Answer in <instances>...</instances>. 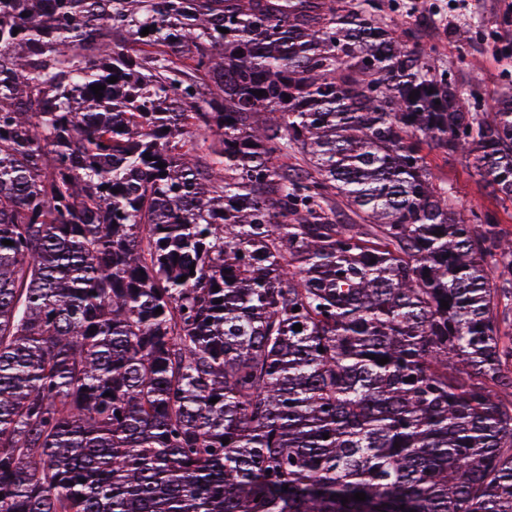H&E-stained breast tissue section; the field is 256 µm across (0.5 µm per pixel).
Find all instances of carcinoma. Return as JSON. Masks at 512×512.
Wrapping results in <instances>:
<instances>
[{"label": "carcinoma", "instance_id": "carcinoma-1", "mask_svg": "<svg viewBox=\"0 0 512 512\" xmlns=\"http://www.w3.org/2000/svg\"><path fill=\"white\" fill-rule=\"evenodd\" d=\"M483 99L380 0H0V512H512ZM435 175L454 187L460 206L469 209L472 205H481L483 210L495 214L506 232L512 234V207L503 203L490 193L486 182L473 169L469 160L459 154H444L424 146Z\"/></svg>", "mask_w": 512, "mask_h": 512}]
</instances>
